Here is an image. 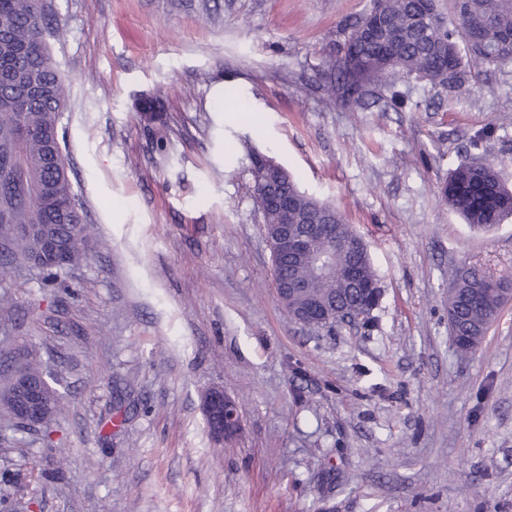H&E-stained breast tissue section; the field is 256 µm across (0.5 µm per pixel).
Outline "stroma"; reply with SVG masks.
Here are the masks:
<instances>
[{"instance_id": "35a3bbf8", "label": "stroma", "mask_w": 512, "mask_h": 512, "mask_svg": "<svg viewBox=\"0 0 512 512\" xmlns=\"http://www.w3.org/2000/svg\"><path fill=\"white\" fill-rule=\"evenodd\" d=\"M48 3L100 244L65 287L23 262L0 283V384L33 351L66 400L44 431L0 422V512H512V299L475 351L448 329L454 268L512 279V217L478 231L437 196L474 156L512 189V66L453 91L402 76L362 109L329 101L325 62L370 0ZM261 155L363 237L374 328L290 321ZM211 389L237 402L231 442ZM203 411L207 419L218 424L216 439L231 441L239 434L242 424L236 401L223 390L211 389L204 394Z\"/></svg>"}]
</instances>
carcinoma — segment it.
Returning a JSON list of instances; mask_svg holds the SVG:
<instances>
[{"label":"carcinoma","instance_id":"carcinoma-1","mask_svg":"<svg viewBox=\"0 0 512 512\" xmlns=\"http://www.w3.org/2000/svg\"><path fill=\"white\" fill-rule=\"evenodd\" d=\"M388 25L378 41H360L349 29L336 57L326 61L336 80L327 86L330 100L347 103L375 95V89L399 74H418L452 69L449 87L487 66L512 64V0H453L454 23L447 28L436 0H383ZM47 0H0V224H56L65 264L46 271L57 280L87 257L84 248L69 243L67 223L81 226L82 238L91 231L84 224L69 177L64 135L59 123L65 110L68 88L53 63L46 34ZM53 35L62 34L57 27ZM398 49L390 65L381 56L382 44ZM498 163L472 158L459 163L441 187V198L461 214L467 224L489 230L512 216V191L501 181ZM277 192L292 199L293 222L322 224L324 231L310 253L293 263L278 256L273 234L276 211L269 200L254 195L262 214L264 233L270 245L274 280L288 277L304 284L303 291L288 296V310L326 303L345 307L354 288L346 275L350 254L336 235L356 240L361 236L345 223L343 215L329 204L302 192L291 176L277 183ZM14 255L30 259L42 248L38 236L14 237ZM512 284L492 281L477 265L460 267L448 288L450 334L466 338L467 350L476 349L505 303V289ZM22 381L41 383L46 373L41 362L30 358L16 370ZM21 393L8 383L0 389V415L14 421ZM64 410L61 394L51 385L44 389V419Z\"/></svg>","mask_w":512,"mask_h":512}]
</instances>
